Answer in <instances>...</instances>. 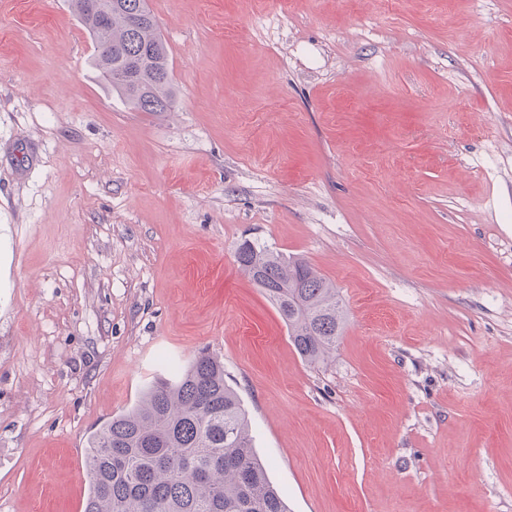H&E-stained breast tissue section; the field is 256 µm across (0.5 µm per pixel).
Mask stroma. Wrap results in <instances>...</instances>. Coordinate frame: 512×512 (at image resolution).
<instances>
[{"mask_svg":"<svg viewBox=\"0 0 512 512\" xmlns=\"http://www.w3.org/2000/svg\"><path fill=\"white\" fill-rule=\"evenodd\" d=\"M149 5L171 112L0 0V512H83L87 433L204 348L288 512H512V0ZM246 241L336 283L328 364Z\"/></svg>","mask_w":512,"mask_h":512,"instance_id":"stroma-1","label":"stroma"}]
</instances>
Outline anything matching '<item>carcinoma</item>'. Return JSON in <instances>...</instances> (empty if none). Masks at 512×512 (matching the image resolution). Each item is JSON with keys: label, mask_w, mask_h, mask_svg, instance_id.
I'll use <instances>...</instances> for the list:
<instances>
[{"label": "carcinoma", "mask_w": 512, "mask_h": 512, "mask_svg": "<svg viewBox=\"0 0 512 512\" xmlns=\"http://www.w3.org/2000/svg\"><path fill=\"white\" fill-rule=\"evenodd\" d=\"M88 2L72 0V7L104 80L137 111H172L169 50L147 0H101L112 4L106 24ZM235 258L277 308L301 359L328 362L345 322L335 285L307 262L259 244L242 243ZM85 465L83 512H288L257 456L242 401L224 379V362L207 349L92 431Z\"/></svg>", "instance_id": "1"}]
</instances>
